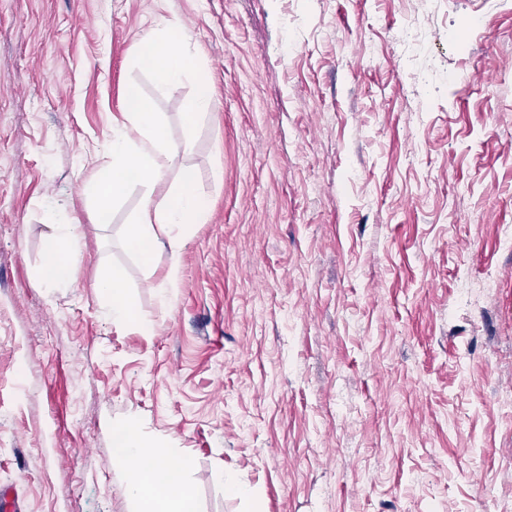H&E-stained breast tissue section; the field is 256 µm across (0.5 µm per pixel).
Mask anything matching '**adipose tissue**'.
Listing matches in <instances>:
<instances>
[{"label":"adipose tissue","mask_w":512,"mask_h":512,"mask_svg":"<svg viewBox=\"0 0 512 512\" xmlns=\"http://www.w3.org/2000/svg\"><path fill=\"white\" fill-rule=\"evenodd\" d=\"M136 59L158 85L194 79L195 92L181 114L185 133H192L198 118L210 111L215 102L201 58L189 49L183 27L168 20L146 32L139 41ZM122 107L126 121L113 128L107 146L111 162L92 175L87 187L96 197L100 220L105 221L110 216L111 202L121 198L129 185L144 186L140 213L125 225L123 239L128 250L148 266L160 247L168 249L171 257L179 256L193 227L208 221L210 201L197 190L191 170H183L176 183H166V173L182 143L168 134L160 114L143 103L132 88L125 91ZM78 239V225L55 218L54 231L45 246L43 284L55 287L73 280L79 258ZM95 287L109 299L113 325L136 321L135 308L120 275L103 276ZM166 454V448L135 426H117L113 457L123 473L129 496L141 505L153 500L160 512H196L191 492L175 477L176 470H188L190 458H183L175 470Z\"/></svg>","instance_id":"adipose-tissue-1"}]
</instances>
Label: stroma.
Listing matches in <instances>:
<instances>
[{"mask_svg": "<svg viewBox=\"0 0 512 512\" xmlns=\"http://www.w3.org/2000/svg\"><path fill=\"white\" fill-rule=\"evenodd\" d=\"M170 18L216 107L168 179L211 213L147 269L142 187L99 224L78 168L129 87L182 138L194 80L135 59ZM51 209L79 226L65 287L39 280ZM126 422L191 458L198 512H512V0H0V486L131 512ZM94 288L100 295L109 298L108 310L113 325L124 326L137 321L135 308L119 274L112 273L99 278Z\"/></svg>", "mask_w": 512, "mask_h": 512, "instance_id": "1", "label": "stroma"}]
</instances>
